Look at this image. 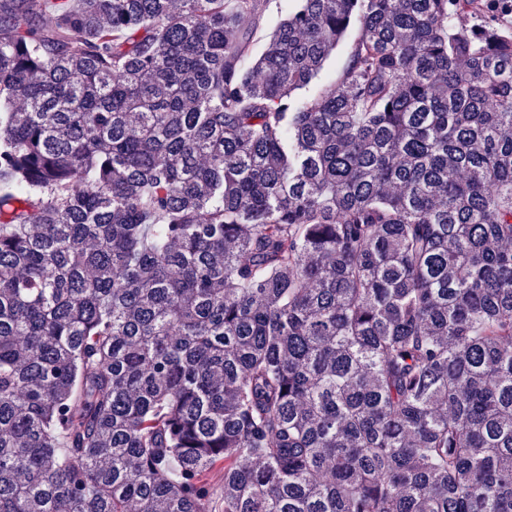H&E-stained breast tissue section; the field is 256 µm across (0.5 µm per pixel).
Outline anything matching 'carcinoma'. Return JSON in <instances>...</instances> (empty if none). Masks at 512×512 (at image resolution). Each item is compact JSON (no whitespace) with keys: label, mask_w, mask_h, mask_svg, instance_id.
I'll return each instance as SVG.
<instances>
[{"label":"carcinoma","mask_w":512,"mask_h":512,"mask_svg":"<svg viewBox=\"0 0 512 512\" xmlns=\"http://www.w3.org/2000/svg\"><path fill=\"white\" fill-rule=\"evenodd\" d=\"M265 2L0 0V512H512V26ZM292 0H269L262 17V26L265 33H270L278 22L288 15ZM354 33L352 32L339 43L336 53L327 62L317 81L298 93L300 100L307 101L313 99L317 96L322 86L330 84L335 80L337 81L339 72L347 61Z\"/></svg>","instance_id":"cac0c4a2"}]
</instances>
